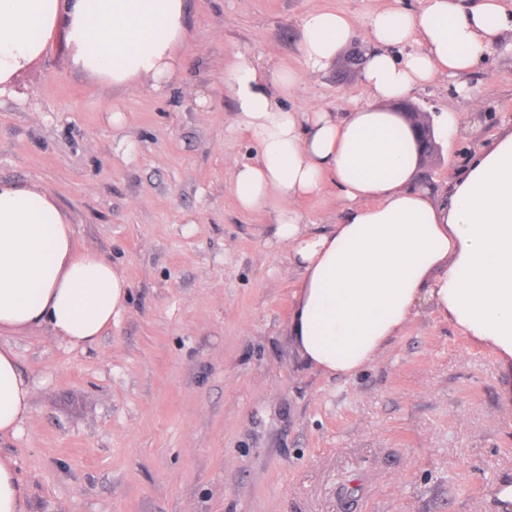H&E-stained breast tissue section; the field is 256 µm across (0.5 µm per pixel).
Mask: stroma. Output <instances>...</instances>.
<instances>
[{
    "mask_svg": "<svg viewBox=\"0 0 512 512\" xmlns=\"http://www.w3.org/2000/svg\"><path fill=\"white\" fill-rule=\"evenodd\" d=\"M418 6L188 0L161 87L102 83L58 44L0 93V181L46 188L78 248L130 284L92 348L43 328L6 339L33 381L30 419L0 440L28 512H503L512 373L495 351L423 307L356 375L305 366L288 336L301 272L276 211H241L230 189L256 151L224 93L233 54L293 66L309 11L345 14L360 46L371 15ZM465 82L477 97L445 74L411 96L430 119L461 117L423 170L439 195L512 122V49L495 46ZM363 96L338 61L301 75L286 104L342 117ZM299 208L317 225L347 212L331 184Z\"/></svg>",
    "mask_w": 512,
    "mask_h": 512,
    "instance_id": "35a3bbf8",
    "label": "stroma"
}]
</instances>
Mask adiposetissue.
I'll list each match as a JSON object with an SVG mask.
<instances>
[{"mask_svg": "<svg viewBox=\"0 0 512 512\" xmlns=\"http://www.w3.org/2000/svg\"><path fill=\"white\" fill-rule=\"evenodd\" d=\"M186 0H0V91L64 42L75 69L129 86L162 84L177 67ZM354 37L334 10L301 20L299 67L265 76L237 55L224 66L236 122L257 146L236 166L241 210L272 205L277 236L302 277L288 323L305 365L350 377L373 363L421 306L492 346L512 371V127L470 156L447 195L420 181L411 128L394 106L437 76L477 69L512 41L501 0H425L368 22L361 68L366 98L344 118L300 112L285 98L300 73L329 68ZM336 186L342 223L310 230L299 202ZM127 279L92 250H77L53 194L0 182V336L49 328L74 348L94 345L126 310ZM31 382L15 350L0 345V438L31 415Z\"/></svg>", "mask_w": 512, "mask_h": 512, "instance_id": "1", "label": "adipose tissue"}]
</instances>
